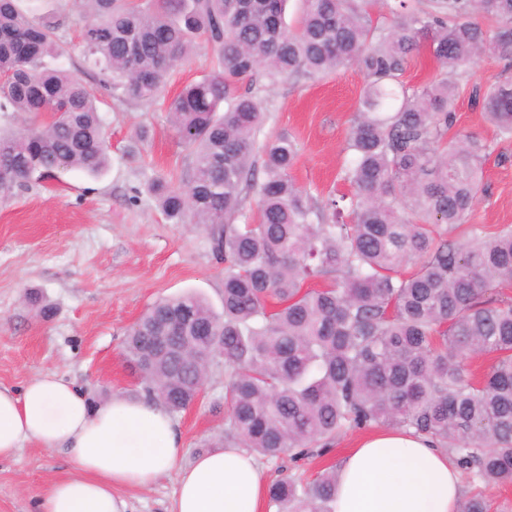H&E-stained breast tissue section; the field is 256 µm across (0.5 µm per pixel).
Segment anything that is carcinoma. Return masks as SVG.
I'll return each mask as SVG.
<instances>
[{"mask_svg":"<svg viewBox=\"0 0 512 512\" xmlns=\"http://www.w3.org/2000/svg\"><path fill=\"white\" fill-rule=\"evenodd\" d=\"M76 0L83 67L95 85L47 62L63 53V23L24 0H0V112L26 126L0 132V195L64 171L100 174L109 157L100 92L156 103L171 70L204 39L214 67L169 102L191 164L182 184L147 190L166 219L198 224L224 262L223 310L185 293L154 304L129 329L126 357L144 397L187 409L224 362V444L291 459L347 428L427 435L472 478L512 484V301L487 291L512 280V228L466 223L490 145L445 140L460 80L479 55L512 53V0ZM423 45L440 66L428 85H403ZM349 65L365 85L343 170L351 196L318 202L297 185L286 134L258 142L265 112L233 79L277 83ZM482 96L496 135L512 138V81ZM257 190V218L245 201ZM353 223L343 221L344 212ZM320 281V288L307 284ZM490 355L480 379L470 360ZM336 470L268 488L275 512H333ZM479 494L462 512H490Z\"/></svg>","mask_w":512,"mask_h":512,"instance_id":"cac0c4a2","label":"carcinoma"}]
</instances>
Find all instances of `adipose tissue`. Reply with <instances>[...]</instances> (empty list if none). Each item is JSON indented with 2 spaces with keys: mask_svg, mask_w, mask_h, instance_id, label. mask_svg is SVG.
Segmentation results:
<instances>
[{
  "mask_svg": "<svg viewBox=\"0 0 512 512\" xmlns=\"http://www.w3.org/2000/svg\"><path fill=\"white\" fill-rule=\"evenodd\" d=\"M71 463L38 501V512H128L127 493L173 477L168 512H261L267 491L254 456L228 446L185 461L170 412L115 394L94 405L55 373L21 391L0 387V460L25 443ZM463 473L426 436L385 428L358 441L338 471L334 512H460Z\"/></svg>",
  "mask_w": 512,
  "mask_h": 512,
  "instance_id": "adipose-tissue-1",
  "label": "adipose tissue"
}]
</instances>
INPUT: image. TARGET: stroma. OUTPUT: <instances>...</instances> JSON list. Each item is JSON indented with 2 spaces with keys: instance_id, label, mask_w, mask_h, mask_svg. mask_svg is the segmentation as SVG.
Returning <instances> with one entry per match:
<instances>
[{
  "instance_id": "stroma-1",
  "label": "stroma",
  "mask_w": 512,
  "mask_h": 512,
  "mask_svg": "<svg viewBox=\"0 0 512 512\" xmlns=\"http://www.w3.org/2000/svg\"><path fill=\"white\" fill-rule=\"evenodd\" d=\"M42 14L65 20L69 70L81 62L82 21L73 0H37ZM212 53L200 47L177 66L156 104L109 98L103 105L111 162L101 176L78 171L31 183L0 197V385L21 389L52 372L99 401L122 393L141 396L124 352L129 328L159 300L189 291L222 308L224 265L208 237L193 224L167 221L147 192L156 178L178 185L190 162L168 121L167 104L190 82L212 69ZM512 75V58L480 56L462 81L456 110L457 134L491 144L484 163L483 189L470 223L492 233L512 225V138L496 137L473 88H486ZM364 76L352 66L318 79L300 77L260 90L267 121L263 135L285 132L295 138L299 160L292 175L318 200L349 193L339 176L351 160L346 149ZM39 293L54 308L39 316L26 295ZM224 365L215 363L205 389L187 410L176 413L186 459L224 445ZM360 430L339 435L331 449L297 462L259 458L266 481L285 474L312 480L339 468L363 438ZM67 457L37 443L24 444L11 460L0 461V512H35L49 480L68 471Z\"/></svg>"
}]
</instances>
